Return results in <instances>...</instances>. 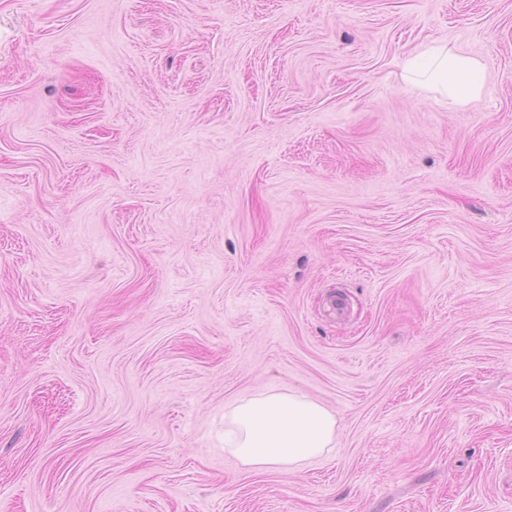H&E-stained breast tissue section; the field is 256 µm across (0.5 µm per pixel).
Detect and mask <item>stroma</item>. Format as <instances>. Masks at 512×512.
<instances>
[{"label":"stroma","mask_w":512,"mask_h":512,"mask_svg":"<svg viewBox=\"0 0 512 512\" xmlns=\"http://www.w3.org/2000/svg\"><path fill=\"white\" fill-rule=\"evenodd\" d=\"M0 512H512V0H0ZM412 86L435 92L464 106L476 99L484 87V68L477 59L448 48L426 50L405 62ZM224 420L230 427L226 449L249 469H295L334 448L336 417L295 394H261L230 409Z\"/></svg>","instance_id":"1"}]
</instances>
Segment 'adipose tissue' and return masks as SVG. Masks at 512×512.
Returning a JSON list of instances; mask_svg holds the SVG:
<instances>
[{
  "label": "adipose tissue",
  "mask_w": 512,
  "mask_h": 512,
  "mask_svg": "<svg viewBox=\"0 0 512 512\" xmlns=\"http://www.w3.org/2000/svg\"><path fill=\"white\" fill-rule=\"evenodd\" d=\"M408 82L463 106L484 87V68L477 59L442 47L405 63ZM231 436L229 450L253 470L294 469L330 452L336 418L312 400L267 392L239 404L224 415Z\"/></svg>",
  "instance_id": "adipose-tissue-1"
}]
</instances>
